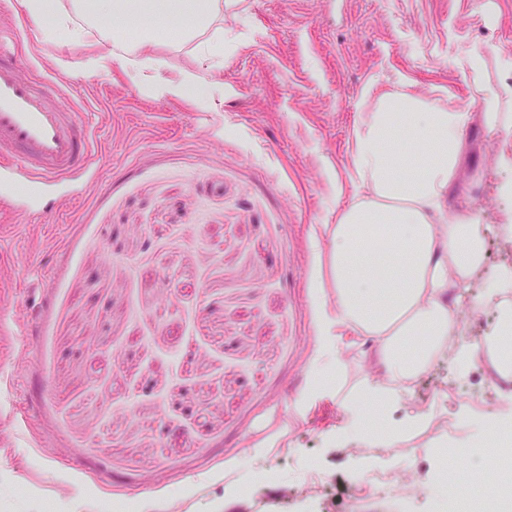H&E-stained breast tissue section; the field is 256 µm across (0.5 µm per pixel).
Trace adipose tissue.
<instances>
[{"label":"adipose tissue","instance_id":"obj_1","mask_svg":"<svg viewBox=\"0 0 512 512\" xmlns=\"http://www.w3.org/2000/svg\"><path fill=\"white\" fill-rule=\"evenodd\" d=\"M33 21L55 15L48 39L60 47L83 45L97 66L121 61L133 80L159 95L189 99L204 81L196 68L161 77L165 66L154 48L177 34L193 43L198 65L224 67V0H18ZM82 15L85 25L73 22ZM108 36L95 37L99 18ZM130 44L137 59H123L115 48ZM465 69L485 104L473 114L463 108L429 103L410 92L382 93L374 111L362 113L353 141V178L363 190L326 225L330 247L318 253L320 285L326 290L324 335L347 330L371 339L374 378L356 383L343 396L342 436L371 440L365 401L377 410L398 407L435 360L449 356L467 364L478 350L492 355L500 375H512V270H502L485 294L499 311L495 332L481 348L449 349L458 320L449 298H463L486 261L483 227L470 209L446 219L448 191L458 178L464 154L463 131L480 121L490 131L512 127V114L498 109L501 89L486 77L482 54H471ZM420 342L412 356L402 350L410 337Z\"/></svg>","mask_w":512,"mask_h":512}]
</instances>
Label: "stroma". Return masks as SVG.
I'll return each instance as SVG.
<instances>
[{"instance_id":"1","label":"stroma","mask_w":512,"mask_h":512,"mask_svg":"<svg viewBox=\"0 0 512 512\" xmlns=\"http://www.w3.org/2000/svg\"><path fill=\"white\" fill-rule=\"evenodd\" d=\"M20 33L24 74L72 93L94 140V178L45 196L39 215L0 213V487L10 512L30 493L59 504L77 489L102 504L146 497L161 512H293L314 461L350 512H434L430 453L452 450L462 488L476 485L458 447L512 420V391L486 379L481 406L457 395L468 370L440 359L412 404L452 429L413 437L408 453L340 440L335 389L313 386L325 304L321 224L353 203L352 145L375 94L412 91L479 112L461 67L474 52L512 86V0H224L223 94L155 96L119 65L87 67L43 23L0 10ZM374 95H367V88ZM449 208L473 210L488 248L512 216V129L464 131ZM472 288L467 345L497 321ZM347 384L371 377V342L332 336ZM411 464L418 489L384 502L374 472Z\"/></svg>"}]
</instances>
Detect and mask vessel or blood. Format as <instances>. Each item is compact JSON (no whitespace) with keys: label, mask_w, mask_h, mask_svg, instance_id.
I'll use <instances>...</instances> for the list:
<instances>
[{"label":"vessel or blood","mask_w":512,"mask_h":512,"mask_svg":"<svg viewBox=\"0 0 512 512\" xmlns=\"http://www.w3.org/2000/svg\"><path fill=\"white\" fill-rule=\"evenodd\" d=\"M90 129L69 92L23 77L14 49L0 44V182L31 198L81 183L91 172Z\"/></svg>","instance_id":"b4317fda"}]
</instances>
